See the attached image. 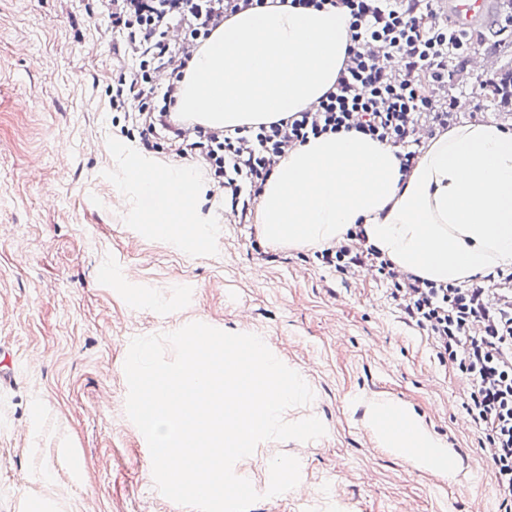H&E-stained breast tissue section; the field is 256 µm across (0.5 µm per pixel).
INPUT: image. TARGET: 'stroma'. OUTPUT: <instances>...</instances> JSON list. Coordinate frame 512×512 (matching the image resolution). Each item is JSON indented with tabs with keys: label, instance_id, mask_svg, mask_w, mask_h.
Wrapping results in <instances>:
<instances>
[{
	"label": "stroma",
	"instance_id": "obj_1",
	"mask_svg": "<svg viewBox=\"0 0 512 512\" xmlns=\"http://www.w3.org/2000/svg\"><path fill=\"white\" fill-rule=\"evenodd\" d=\"M95 0H0V349L15 378L0 387V512H192L155 487L152 462L127 417L131 340L202 322L254 333L314 393L287 409L326 427L309 441H265L234 471L261 498L250 512H497L499 494L472 480L486 469L462 407L467 381L439 363L434 342L403 323L385 285L340 275L310 249L261 242L229 223L213 177L203 249L140 234L128 215L156 200L130 188L115 146L138 147L112 111L114 36ZM470 65L448 90L458 122L512 128V104L481 89ZM156 299L158 307L147 306ZM408 406L453 449L457 479L378 445L368 404ZM299 459L297 489L270 497L269 463Z\"/></svg>",
	"mask_w": 512,
	"mask_h": 512
}]
</instances>
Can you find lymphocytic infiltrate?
<instances>
[{"label":"lymphocytic infiltrate","instance_id":"1","mask_svg":"<svg viewBox=\"0 0 512 512\" xmlns=\"http://www.w3.org/2000/svg\"><path fill=\"white\" fill-rule=\"evenodd\" d=\"M264 2L98 0L123 37L113 55L125 47L135 54L133 67L119 62L112 71V110L127 114L144 149L163 142L174 157L202 164L243 224L279 159L321 134L353 130L400 146L402 166L411 168L423 145L416 129H448L454 104L444 91L459 82L470 52L512 39V10L475 32L441 18L433 0H292L302 8L342 7L350 16L348 58L334 90L316 110L232 133L202 128L186 140L173 106L189 60L224 20ZM317 257L336 273L385 281L404 323L431 336L439 362L466 378L463 408L481 430L480 446L504 495L502 512H512V272L469 287L403 276L359 229Z\"/></svg>","mask_w":512,"mask_h":512}]
</instances>
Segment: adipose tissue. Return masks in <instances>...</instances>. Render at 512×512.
<instances>
[{"mask_svg":"<svg viewBox=\"0 0 512 512\" xmlns=\"http://www.w3.org/2000/svg\"><path fill=\"white\" fill-rule=\"evenodd\" d=\"M339 8L301 9L270 0L241 11L213 31L185 69L176 109L201 126L235 129L317 105L332 90L350 45ZM400 147L354 131L327 133L291 148L267 181L255 215L270 245L327 247L361 226L366 242L400 270L437 283L469 285L512 267V131L494 122L449 128L429 139L416 165L402 172ZM141 193L163 199L146 218L177 230L195 221V179L185 169L157 180L124 168ZM387 447L406 449L413 465L423 449L443 445L419 419L409 432L374 427Z\"/></svg>","mask_w":512,"mask_h":512,"instance_id":"adipose-tissue-1","label":"adipose tissue"}]
</instances>
